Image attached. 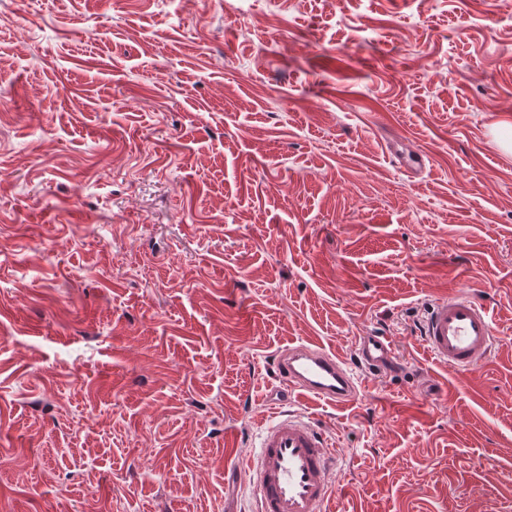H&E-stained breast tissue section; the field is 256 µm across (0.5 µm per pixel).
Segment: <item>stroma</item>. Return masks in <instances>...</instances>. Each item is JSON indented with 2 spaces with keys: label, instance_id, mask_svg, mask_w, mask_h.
Returning a JSON list of instances; mask_svg holds the SVG:
<instances>
[{
  "label": "stroma",
  "instance_id": "stroma-1",
  "mask_svg": "<svg viewBox=\"0 0 512 512\" xmlns=\"http://www.w3.org/2000/svg\"><path fill=\"white\" fill-rule=\"evenodd\" d=\"M502 124L512 0H0V512H248L274 352L367 332L355 403L291 400L331 512H512ZM456 291L466 374L416 338ZM420 334L436 363L456 373L471 372L485 362L497 340L490 309L464 291L430 304ZM358 358L371 373L384 370L396 363V343L390 336L367 333L356 341Z\"/></svg>",
  "mask_w": 512,
  "mask_h": 512
}]
</instances>
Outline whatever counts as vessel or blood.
<instances>
[{
  "label": "vessel or blood",
  "mask_w": 512,
  "mask_h": 512,
  "mask_svg": "<svg viewBox=\"0 0 512 512\" xmlns=\"http://www.w3.org/2000/svg\"><path fill=\"white\" fill-rule=\"evenodd\" d=\"M421 340L431 357L456 373L476 369L491 355L497 340L489 308L459 292L429 305L421 324ZM358 358L369 372L397 360L392 337L368 333L356 341ZM275 377L287 394H301L330 403L354 402L364 379L315 343H299L278 351ZM335 450L311 418L275 413L263 426L254 451L234 458V473L253 487L252 512H328L335 497L331 472Z\"/></svg>",
  "instance_id": "1"
}]
</instances>
